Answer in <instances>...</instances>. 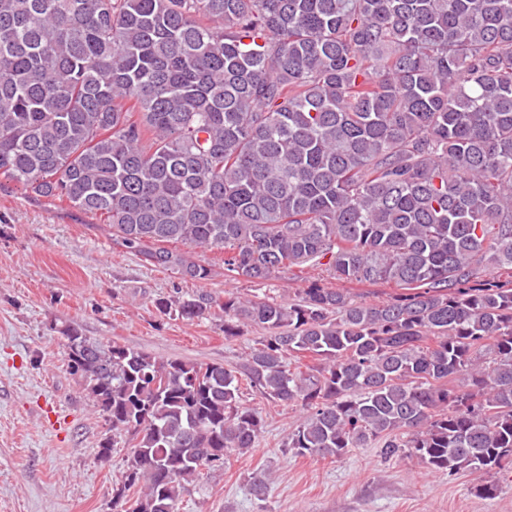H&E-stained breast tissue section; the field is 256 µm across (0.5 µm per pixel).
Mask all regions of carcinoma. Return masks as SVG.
Returning a JSON list of instances; mask_svg holds the SVG:
<instances>
[{"label":"carcinoma","instance_id":"carcinoma-1","mask_svg":"<svg viewBox=\"0 0 512 512\" xmlns=\"http://www.w3.org/2000/svg\"><path fill=\"white\" fill-rule=\"evenodd\" d=\"M66 200L184 279L294 266L292 303L163 297L266 335L242 363L159 360L59 329L112 436V512H179L254 447L240 380L301 408L284 447L379 444L435 473L512 474V0H0V187ZM181 243L173 253L150 243ZM310 359L301 368L288 357Z\"/></svg>","mask_w":512,"mask_h":512}]
</instances>
